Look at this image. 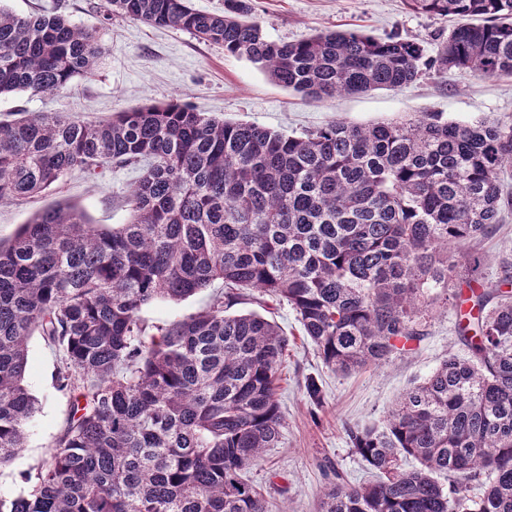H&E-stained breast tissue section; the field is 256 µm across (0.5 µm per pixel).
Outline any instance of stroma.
<instances>
[{
  "label": "stroma",
  "mask_w": 512,
  "mask_h": 512,
  "mask_svg": "<svg viewBox=\"0 0 512 512\" xmlns=\"http://www.w3.org/2000/svg\"><path fill=\"white\" fill-rule=\"evenodd\" d=\"M252 4L264 33L278 41H297L324 30H357L377 38L398 33L423 41L432 52L455 24L448 17L409 11L404 0H252ZM6 6L20 15L61 13L93 32L104 53L92 75L76 77L58 94L0 98V121L15 119L21 111L65 112L93 121L171 100L220 119L250 121L295 134L338 119L370 124L401 120L414 112H440L465 122L512 119V76L487 79L453 69L430 73L397 91L313 101L274 84L248 60L226 55L223 47L176 28L107 14L102 0H6ZM140 175L134 167L112 168L96 180L75 172L45 194L0 203V239L11 240L20 224L55 202L83 207L95 224L127 223L130 211L124 198ZM470 251L482 257L486 279L494 280L502 255L512 253V216L491 234L471 241ZM222 287L217 281L182 302L154 303L143 308L141 317L155 327L202 312ZM241 308L274 319L288 337L277 389L284 418L281 439L251 473L269 512H317L320 494L337 472L353 485L369 480L371 474L353 452L346 427L382 425L411 383L428 376L446 357L465 352L454 311L438 308L410 351L342 376L323 364L287 303L268 299L259 304L250 299ZM56 367L55 356L41 338L32 337L26 384L39 410L28 426L25 448L0 469V496L27 491L24 473L47 458L66 427L70 397L55 385ZM311 377L323 390L318 404L305 393Z\"/></svg>",
  "instance_id": "1"
}]
</instances>
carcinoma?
<instances>
[{
    "mask_svg": "<svg viewBox=\"0 0 512 512\" xmlns=\"http://www.w3.org/2000/svg\"><path fill=\"white\" fill-rule=\"evenodd\" d=\"M112 13L174 27L245 58L321 101L397 90L426 71L512 76V0H406L458 19L436 55L398 33L321 31L269 39L252 0L205 14L189 0H108ZM104 48L59 13L0 7V97L54 94ZM140 166L132 220L99 227L53 204L0 243V467L25 448L37 400L25 384L37 334L73 395L64 434L32 490L0 512H267L250 471L277 447V381L288 337L230 308L252 288L297 314L323 364L381 365L422 336L439 297L469 309L467 352L409 389L380 427L346 428L373 479L341 476L320 512H512V267L494 284L455 252L512 208V120L434 112L298 136L218 120L177 102L94 122L32 112L0 122V201L48 191L69 173ZM201 313L146 337L144 307L216 280ZM455 483L445 489L440 478ZM472 483L484 487L469 498Z\"/></svg>",
    "mask_w": 512,
    "mask_h": 512,
    "instance_id": "1",
    "label": "carcinoma"
}]
</instances>
